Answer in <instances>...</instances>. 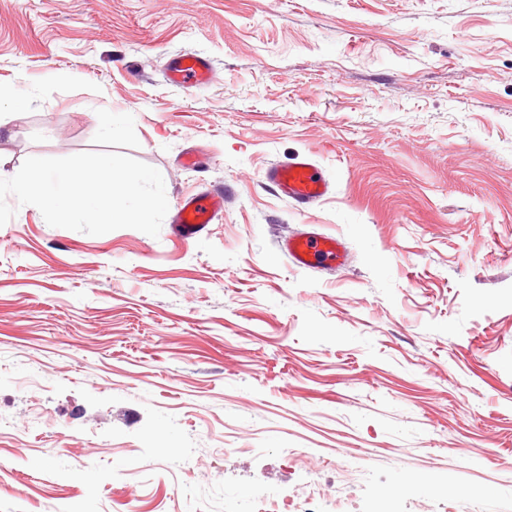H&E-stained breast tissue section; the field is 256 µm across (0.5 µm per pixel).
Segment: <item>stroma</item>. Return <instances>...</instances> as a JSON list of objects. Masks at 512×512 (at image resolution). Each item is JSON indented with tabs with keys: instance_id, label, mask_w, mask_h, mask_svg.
Segmentation results:
<instances>
[{
	"instance_id": "1",
	"label": "stroma",
	"mask_w": 512,
	"mask_h": 512,
	"mask_svg": "<svg viewBox=\"0 0 512 512\" xmlns=\"http://www.w3.org/2000/svg\"><path fill=\"white\" fill-rule=\"evenodd\" d=\"M0 85V178L106 151L230 194L187 241L8 197L0 512H512V0H0ZM298 155L306 210L264 180ZM215 72L209 60L202 55L187 53L171 60L167 68V79L186 88H197L210 83ZM264 179L298 209L313 206L331 192L329 180L306 156H297L285 165L269 167ZM280 248L299 267H311L314 262L338 265L345 256L343 240L317 233L285 237Z\"/></svg>"
}]
</instances>
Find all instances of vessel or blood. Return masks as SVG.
Here are the masks:
<instances>
[{"instance_id":"obj_1","label":"vessel or blood","mask_w":512,"mask_h":512,"mask_svg":"<svg viewBox=\"0 0 512 512\" xmlns=\"http://www.w3.org/2000/svg\"><path fill=\"white\" fill-rule=\"evenodd\" d=\"M214 76L209 60L199 54L179 55L171 60L167 68L168 80L186 88L207 85ZM264 178L299 209L313 206L331 192L329 180L305 156L296 157L285 165L269 167ZM224 202V192L216 189L181 198L175 206V221L182 237L190 239L203 231L213 217L223 211ZM280 248L300 267H309L316 262L338 265L345 256L343 240L317 233L283 238Z\"/></svg>"}]
</instances>
